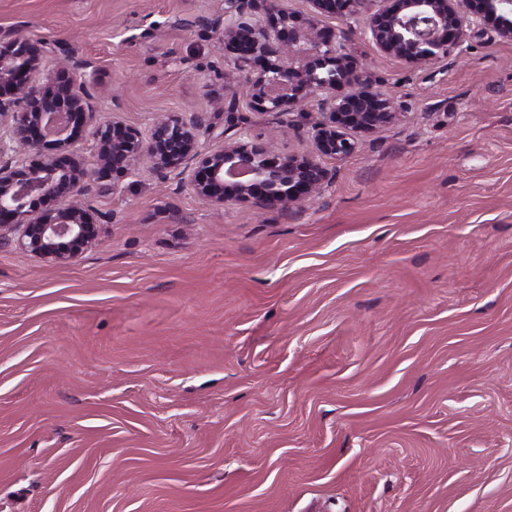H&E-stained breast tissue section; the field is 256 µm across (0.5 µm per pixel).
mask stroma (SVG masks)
I'll return each mask as SVG.
<instances>
[{
	"label": "stroma",
	"instance_id": "stroma-1",
	"mask_svg": "<svg viewBox=\"0 0 512 512\" xmlns=\"http://www.w3.org/2000/svg\"><path fill=\"white\" fill-rule=\"evenodd\" d=\"M224 0H0L89 59L102 119L170 112L309 148L316 103L215 108ZM401 117L310 203L217 208L138 166L97 244L0 241V512H512V42L387 56L322 16Z\"/></svg>",
	"mask_w": 512,
	"mask_h": 512
}]
</instances>
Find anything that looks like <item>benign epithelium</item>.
<instances>
[{"mask_svg":"<svg viewBox=\"0 0 512 512\" xmlns=\"http://www.w3.org/2000/svg\"><path fill=\"white\" fill-rule=\"evenodd\" d=\"M374 1L362 33L381 53L423 62L461 50L467 31L492 20L512 41V0H310L316 15L350 19ZM228 8L203 23L237 54L224 72V96L216 106L232 114L239 100L236 73H245L246 98L257 112L286 114L315 100L322 116L312 127L308 155L282 156L258 138L224 141L208 150L211 128L201 112L166 113L143 132L117 117L93 124L101 96L84 70L90 63L59 59L53 85L43 87L47 59L42 43L0 33V232L51 265H64L94 244L103 217L91 195L105 174L121 178L139 162L194 187L201 199L222 206L247 202L257 209L292 210L331 181L317 158L343 159L362 138L399 120L392 97L372 88L350 57L344 36L315 18L293 15L280 0H225ZM93 127L96 164L77 148ZM53 142L63 151L46 156ZM66 197L52 213L34 215L37 203Z\"/></svg>","mask_w":512,"mask_h":512,"instance_id":"benign-epithelium-1","label":"benign epithelium"}]
</instances>
